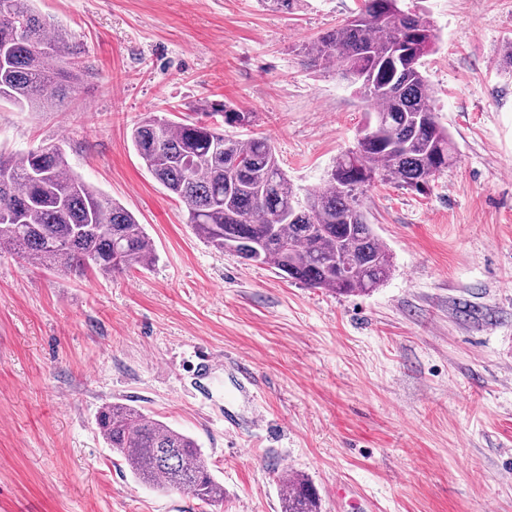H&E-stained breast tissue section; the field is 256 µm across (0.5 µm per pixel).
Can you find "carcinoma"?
I'll use <instances>...</instances> for the list:
<instances>
[{
  "label": "carcinoma",
  "instance_id": "obj_1",
  "mask_svg": "<svg viewBox=\"0 0 512 512\" xmlns=\"http://www.w3.org/2000/svg\"><path fill=\"white\" fill-rule=\"evenodd\" d=\"M31 2L0 0V14L18 15L26 27L22 37L0 17V102L46 111L76 92L80 65L67 32L48 27ZM401 2L363 0L357 15L302 47L310 65L357 85L373 106L355 146L336 157L319 189L300 193L267 138L226 134L253 123V113L225 103H204L195 120L150 114L132 130L142 164L184 204L199 237L304 288L367 295L383 285L392 257L368 222L363 196L377 181L423 194L457 159L422 71L435 30ZM2 251L79 275L147 268L155 259L135 216L72 172L58 147L0 151ZM96 424L140 483L206 505L224 499L190 435L116 402L102 404ZM285 482L282 512H320L308 480Z\"/></svg>",
  "mask_w": 512,
  "mask_h": 512
}]
</instances>
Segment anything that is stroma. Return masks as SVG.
<instances>
[{"mask_svg":"<svg viewBox=\"0 0 512 512\" xmlns=\"http://www.w3.org/2000/svg\"><path fill=\"white\" fill-rule=\"evenodd\" d=\"M362 0H33L84 67L64 106L0 104V149L61 147L135 215L147 269L79 278L0 254V512H281L304 475L321 512H512V0H403L437 41L423 73L457 162L427 194L364 197L393 271L367 295L304 288L200 239L130 138L204 101L254 113L295 186L323 176L368 107L301 47ZM219 355L209 398L194 350ZM254 386L232 399L238 362ZM122 402L193 436L223 501L139 484L96 415ZM273 430L224 431V405Z\"/></svg>","mask_w":512,"mask_h":512,"instance_id":"35a3bbf8","label":"stroma"}]
</instances>
